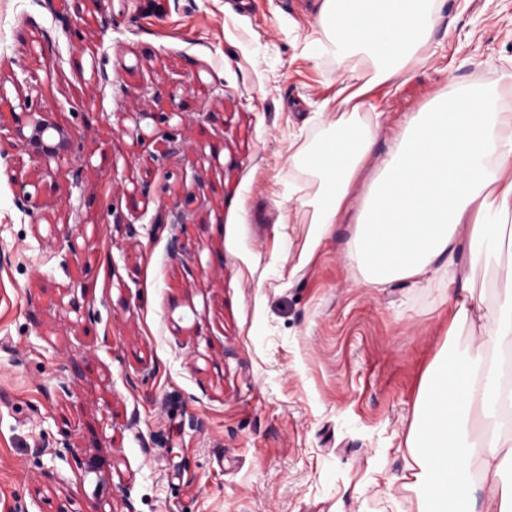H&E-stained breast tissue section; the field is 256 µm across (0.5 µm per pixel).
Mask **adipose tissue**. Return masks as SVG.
<instances>
[{"instance_id":"obj_1","label":"adipose tissue","mask_w":512,"mask_h":512,"mask_svg":"<svg viewBox=\"0 0 512 512\" xmlns=\"http://www.w3.org/2000/svg\"><path fill=\"white\" fill-rule=\"evenodd\" d=\"M436 0H319L323 50L396 80L429 39ZM376 113L322 119V136L291 155L317 186L300 201L310 248L348 208L372 145ZM512 112L467 87L414 113L371 183L347 256L367 283L436 274L449 259V335L474 340L427 374L407 447L418 456L419 512H512ZM468 248V266L452 260ZM491 274V299L471 271Z\"/></svg>"}]
</instances>
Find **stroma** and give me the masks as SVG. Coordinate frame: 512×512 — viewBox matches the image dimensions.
Returning <instances> with one entry per match:
<instances>
[{
	"instance_id": "1",
	"label": "stroma",
	"mask_w": 512,
	"mask_h": 512,
	"mask_svg": "<svg viewBox=\"0 0 512 512\" xmlns=\"http://www.w3.org/2000/svg\"><path fill=\"white\" fill-rule=\"evenodd\" d=\"M320 37L314 0H0V84L31 75L72 140L0 144L56 184L24 212L0 176V512H416L448 277L375 288L345 244L413 113L512 80V0H441L419 62L367 92L371 158L302 267L309 226L278 218L315 188L289 156L369 77Z\"/></svg>"
}]
</instances>
